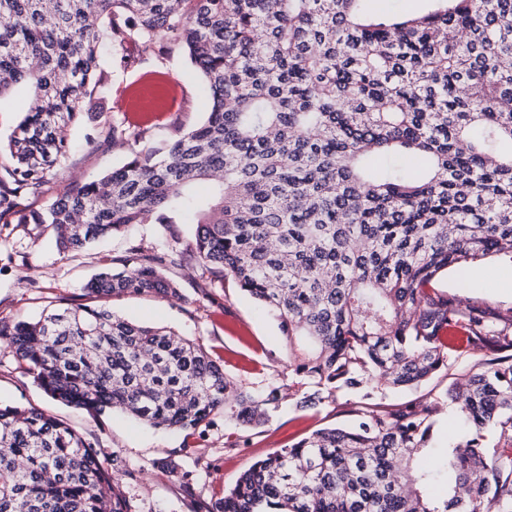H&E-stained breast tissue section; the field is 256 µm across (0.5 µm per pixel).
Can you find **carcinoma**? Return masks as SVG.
<instances>
[{
    "label": "carcinoma",
    "instance_id": "obj_1",
    "mask_svg": "<svg viewBox=\"0 0 512 512\" xmlns=\"http://www.w3.org/2000/svg\"><path fill=\"white\" fill-rule=\"evenodd\" d=\"M363 2L0 0V97L32 90L0 139V213L42 192L70 152L65 129L85 118L87 143L124 163L22 223L52 226L63 254L130 224L162 228L112 257L88 296L181 300L168 273L193 260L202 296L235 285L288 342L278 381L254 389L198 340L104 305L53 307L0 326L44 392L180 431L220 409L257 429L304 384L303 408L360 395L341 404L352 426L272 450L206 512H512V455L483 444L490 429L512 446V308H462L429 288L512 252V0H427L371 19ZM105 48L123 69L187 57L206 119L158 141L92 111L110 89ZM470 348L489 358L463 385L398 409L366 402L420 387ZM448 401L476 437L432 467ZM128 479L63 420L0 404V512H131Z\"/></svg>",
    "mask_w": 512,
    "mask_h": 512
}]
</instances>
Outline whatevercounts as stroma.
<instances>
[{"label":"stroma","instance_id":"1","mask_svg":"<svg viewBox=\"0 0 512 512\" xmlns=\"http://www.w3.org/2000/svg\"><path fill=\"white\" fill-rule=\"evenodd\" d=\"M162 77L160 87L170 106L150 125L157 136L175 127L191 128L206 117L208 101L202 82L183 57L163 64L148 60L112 73V89L99 106L111 118H127L133 97L145 88L151 74ZM84 123L71 125L68 138L77 150L58 169L42 194L23 200L17 211L0 216V325L25 319L37 321L46 308L79 303L83 288L115 253L126 246L116 236L79 253L60 254L53 231L45 224L22 223L23 215L45 209L71 182L98 178L119 164L123 156L108 146L85 143ZM172 276L180 285L182 300L124 296L111 300V308L126 319L174 330L199 339L224 371L246 385L260 387L276 378L286 361L287 350L278 321L236 287L216 290L210 299L200 296L193 275L182 270ZM435 292L469 307L490 305L512 308V254L501 253L469 267L451 268L437 276ZM484 357L478 352L449 353L448 367L428 384L441 394L478 371ZM0 403L35 407L62 419L99 452L105 467L133 470L126 493L136 512H190L191 501L208 503L223 498L239 475L271 450L291 443L312 431L339 423L335 404L299 408L295 398L285 399L272 411L262 433L248 446L228 449L224 441L238 434L235 423L216 413L210 424L194 431L155 429L119 413L92 417L87 411L53 400L34 381L25 363L18 360L9 341L0 338ZM475 429L448 404L432 428L431 453L441 455L448 444L474 436ZM168 460L172 469L160 468Z\"/></svg>","mask_w":512,"mask_h":512}]
</instances>
